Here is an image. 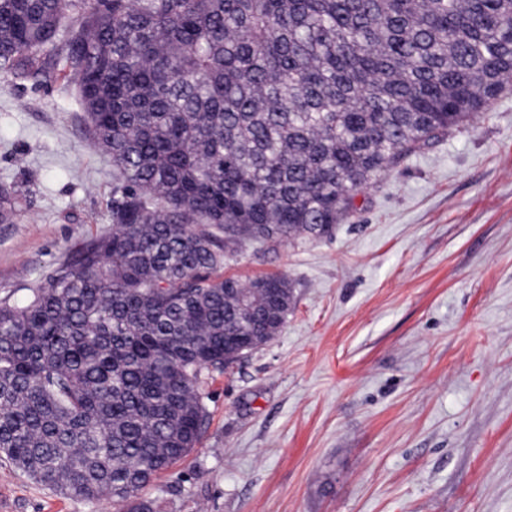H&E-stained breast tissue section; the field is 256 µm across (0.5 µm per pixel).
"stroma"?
<instances>
[{"label":"stroma","instance_id":"1","mask_svg":"<svg viewBox=\"0 0 512 512\" xmlns=\"http://www.w3.org/2000/svg\"><path fill=\"white\" fill-rule=\"evenodd\" d=\"M62 78L0 72V302L112 229V162ZM223 277L285 276L280 332L204 377L199 445L156 512H512V84L389 167L322 239L249 243ZM0 512H115L0 461Z\"/></svg>","mask_w":512,"mask_h":512}]
</instances>
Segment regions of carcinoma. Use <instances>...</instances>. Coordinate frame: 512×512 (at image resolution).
Instances as JSON below:
<instances>
[{
	"label": "carcinoma",
	"mask_w": 512,
	"mask_h": 512,
	"mask_svg": "<svg viewBox=\"0 0 512 512\" xmlns=\"http://www.w3.org/2000/svg\"><path fill=\"white\" fill-rule=\"evenodd\" d=\"M0 69L62 73L112 158V232L0 303V458L121 512L201 441L204 372L283 327L247 242L332 233L512 81V0H0ZM19 198L0 189V224Z\"/></svg>",
	"instance_id": "1"
}]
</instances>
